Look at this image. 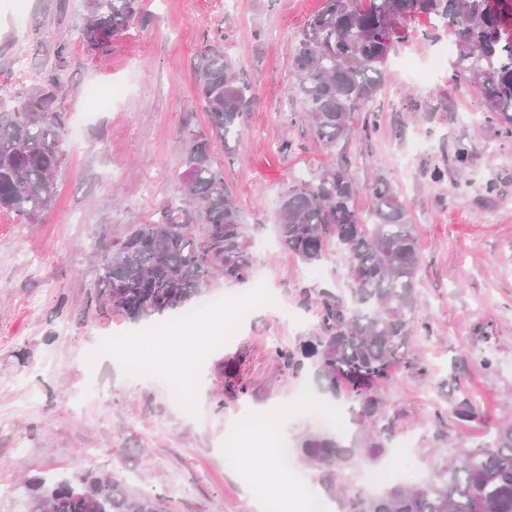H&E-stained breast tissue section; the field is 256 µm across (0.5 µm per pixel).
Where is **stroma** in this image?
<instances>
[{"label":"stroma","instance_id":"1","mask_svg":"<svg viewBox=\"0 0 512 512\" xmlns=\"http://www.w3.org/2000/svg\"><path fill=\"white\" fill-rule=\"evenodd\" d=\"M323 3L141 0L138 20L94 53L75 37L83 0H0V92L59 78L53 107L66 120L53 205L35 222L0 212V489L11 491L0 512H27L24 475L86 469L128 477L169 512H252L240 476L263 483L283 447L300 492L269 497L308 512L316 495L341 512L342 495L366 491L365 469L388 471L393 485L419 484L432 462L462 455L512 415V135L489 118L478 90L455 82L453 55L440 53L453 35L421 15L406 24L377 98L351 114L346 139L326 145L292 92L297 35ZM219 38L253 102L233 151L216 139L211 157L251 229L254 270L195 299L224 341L210 346L203 368L187 359L176 387L155 361L136 370L109 352L159 325L181 332L180 314L129 320L99 297L95 263L131 225L153 222L179 197L183 130L207 125L194 68ZM461 148L474 157L466 170L455 162ZM341 163L358 184L381 175L393 186L421 255L418 318L429 329L410 349L423 367L393 369L381 389L378 414L395 436L377 454L365 448L355 401L328 391L314 361L292 371L271 354L311 339L309 289H348L337 248L312 269L276 236L280 194ZM436 167L443 181L430 179ZM235 358L247 392L228 400L224 365ZM462 397L477 420L437 421ZM283 403L287 418L261 429L263 413ZM308 435L345 439L356 465L310 462L298 447Z\"/></svg>","mask_w":512,"mask_h":512}]
</instances>
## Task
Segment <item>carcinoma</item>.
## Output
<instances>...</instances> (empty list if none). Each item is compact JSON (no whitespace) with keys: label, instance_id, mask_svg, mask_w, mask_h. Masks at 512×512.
Returning a JSON list of instances; mask_svg holds the SVG:
<instances>
[{"label":"carcinoma","instance_id":"obj_1","mask_svg":"<svg viewBox=\"0 0 512 512\" xmlns=\"http://www.w3.org/2000/svg\"><path fill=\"white\" fill-rule=\"evenodd\" d=\"M79 39L106 50L140 15L139 0H86ZM426 14L450 30L457 56L454 80L473 86L486 111L512 134V6L507 0H324L299 33L293 54V93L315 135L327 145L349 134L351 113L377 94L383 67L403 34V24ZM60 85L0 97V211L39 219L55 198L51 189L64 154L63 120L52 109ZM195 91L207 114V129L184 132L182 191L156 221L133 225L101 256L99 295L133 321L180 311L217 279L243 281L252 272V236L211 159V139L224 142L236 129L252 96L240 81L224 43L204 47L195 67ZM359 188L347 168L321 171L286 190L279 199L277 235L305 265L321 262L329 245L348 260L349 293L315 292L314 340L301 354L313 358L331 392L345 390L360 403L359 420L376 414L379 388L396 364L420 368L409 351L418 325L416 273L421 261L415 226L391 185H368L367 213L355 207ZM237 362L225 364L224 394L246 392L237 384ZM448 413L458 421L479 416L465 397ZM393 438L390 423L375 426L373 452ZM303 455L333 469L350 464L354 449L329 436H309ZM36 512H166L161 497H137L122 481L88 470L73 477L26 480ZM343 512H512V424L502 423L484 442L459 458L432 463L418 486H394L376 495H350Z\"/></svg>","mask_w":512,"mask_h":512}]
</instances>
